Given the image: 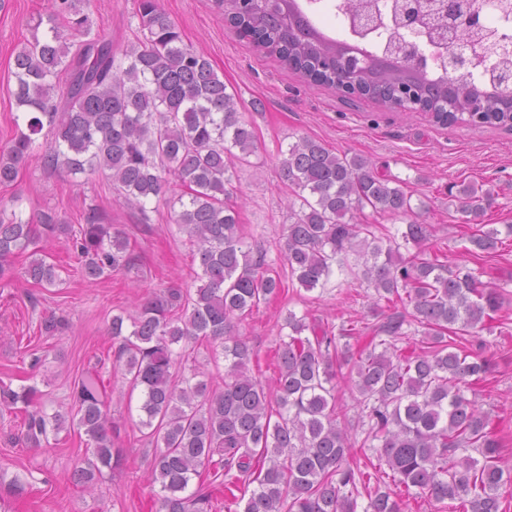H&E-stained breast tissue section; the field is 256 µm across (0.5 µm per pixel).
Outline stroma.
Returning <instances> with one entry per match:
<instances>
[{"label":"stroma","mask_w":512,"mask_h":512,"mask_svg":"<svg viewBox=\"0 0 512 512\" xmlns=\"http://www.w3.org/2000/svg\"><path fill=\"white\" fill-rule=\"evenodd\" d=\"M136 3L94 0L96 24L114 49L136 39ZM160 5L180 27L184 42L207 56L236 94L257 137L259 149L238 165L235 181L248 242L265 248L269 259L278 257L292 193L281 177L276 149L305 135L335 152L371 158L380 174L402 181L419 221L432 227L429 249L446 256L449 264L483 269L484 282L503 289L506 324L502 331L483 335L492 372L467 396L488 416L501 442L500 460L512 467V245L491 253L469 250L451 197L468 184L491 191L482 223L512 224V130L443 127L424 114L342 97L335 89L305 81L240 37L214 0H160ZM48 9V0H0V150L16 133L14 55L31 40L36 19ZM255 100L260 109L252 108ZM0 211L32 224H67L75 231L89 213H96L127 239L133 257L131 272L112 273L94 285L74 274L52 288L18 275L0 281V383L15 389L37 384L52 412L66 409L75 379L98 368L111 388L117 429L113 452L119 458L94 491L85 492L72 478L86 456L84 434L63 431L57 442L36 447L27 443L14 414L0 412V483L17 480L33 486L20 498L0 494V512H155L156 488L148 479L155 446L137 427L139 398L115 361L107 328L113 314L132 310L140 297L169 286H191L197 264L190 243L169 224L166 208L140 215L122 204L105 175L52 170L34 158L15 181L0 184ZM290 309H307L331 321L339 315L358 319L368 315L369 302L363 288L341 280L322 292H288L241 324L259 357L274 349L278 325ZM52 315L65 317L69 330L57 336L41 333V322ZM36 355L41 358L37 365L32 362Z\"/></svg>","instance_id":"stroma-1"}]
</instances>
